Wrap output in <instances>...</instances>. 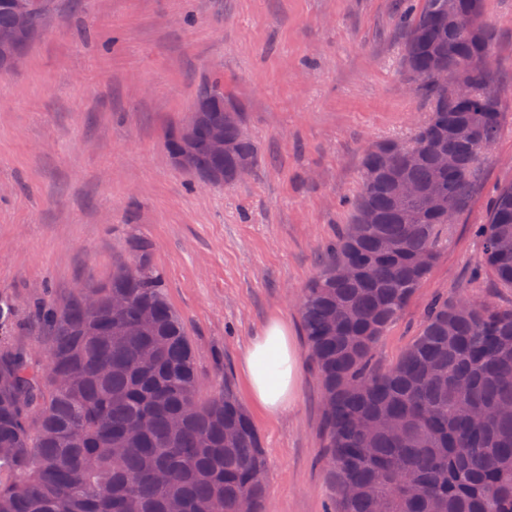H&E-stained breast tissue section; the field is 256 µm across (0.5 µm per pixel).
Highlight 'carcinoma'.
<instances>
[{
	"label": "carcinoma",
	"instance_id": "cac0c4a2",
	"mask_svg": "<svg viewBox=\"0 0 512 512\" xmlns=\"http://www.w3.org/2000/svg\"><path fill=\"white\" fill-rule=\"evenodd\" d=\"M34 32L54 0H37ZM484 0H421L407 21L402 66L428 120L408 140L366 149L352 223L325 253L300 301L323 390L331 512H512V309L459 295L428 308L417 336L386 368L373 360L386 331L438 254L443 208L410 212L395 197L404 178L443 191L455 212L469 201L478 166L500 131L501 89L491 69ZM15 25L0 0V36ZM436 68L473 86L461 102L418 82ZM201 135L224 130L234 150H200L196 171L230 183L256 148L239 112L224 110V82ZM419 144L410 156L404 149ZM451 152V166L441 154ZM475 232L482 263L512 287V184ZM38 312L52 342L44 365L13 346V306L0 298V512H267L258 432L234 392L203 399L194 352L145 246L94 289ZM126 306L112 311L110 298Z\"/></svg>",
	"mask_w": 512,
	"mask_h": 512
}]
</instances>
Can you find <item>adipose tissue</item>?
I'll return each mask as SVG.
<instances>
[{
    "mask_svg": "<svg viewBox=\"0 0 512 512\" xmlns=\"http://www.w3.org/2000/svg\"><path fill=\"white\" fill-rule=\"evenodd\" d=\"M243 362L256 404L272 414L293 404L299 387L297 355L283 323L270 322L246 347Z\"/></svg>",
    "mask_w": 512,
    "mask_h": 512,
    "instance_id": "1",
    "label": "adipose tissue"
}]
</instances>
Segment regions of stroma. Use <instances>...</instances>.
Returning a JSON list of instances; mask_svg holds the SVG:
<instances>
[{"mask_svg":"<svg viewBox=\"0 0 512 512\" xmlns=\"http://www.w3.org/2000/svg\"><path fill=\"white\" fill-rule=\"evenodd\" d=\"M404 0H56L21 66L0 74V297L13 343L36 353L40 299L97 288L144 243L195 349L198 388L231 386L266 459L268 512H324L322 387L299 311L325 245L352 220L373 142L428 115L401 65ZM501 87L500 133L438 259L378 344L386 366L436 294L512 308V288L480 265L471 227L512 183V0H484ZM222 78L256 145L246 177L206 186L175 165L166 132L201 86ZM299 359L292 408L249 397L242 354L271 319Z\"/></svg>","mask_w":512,"mask_h":512,"instance_id":"35a3bbf8","label":"stroma"}]
</instances>
